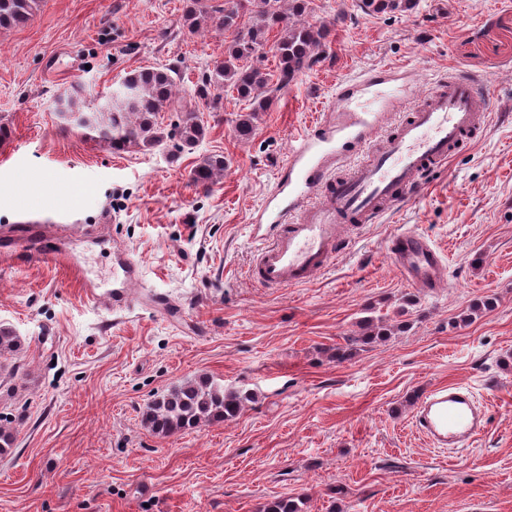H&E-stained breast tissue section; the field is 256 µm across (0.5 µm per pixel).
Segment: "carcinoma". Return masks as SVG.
<instances>
[{
  "label": "carcinoma",
  "mask_w": 512,
  "mask_h": 512,
  "mask_svg": "<svg viewBox=\"0 0 512 512\" xmlns=\"http://www.w3.org/2000/svg\"><path fill=\"white\" fill-rule=\"evenodd\" d=\"M365 10L373 13H393L412 8L413 0H362ZM41 0H0V28L24 25L34 19ZM310 10V0H291L289 10L283 0H224V4L208 6L205 0H187L184 26L197 32L206 24L232 31L233 39L224 55L206 75L199 95L218 104L224 89L231 88L247 100L250 113L241 116L235 126L242 139L254 133L256 113L264 112L272 95L294 82L312 67L324 52L329 36L325 27L314 26L302 17ZM252 14L249 24L240 23L244 12ZM296 21H288V15ZM277 29L274 44L278 64L270 73L257 60L259 50L266 44V34ZM174 78L171 69L145 68L126 74L112 92L109 104L93 112L83 111L70 98L66 109L79 115L77 127L90 138L105 142L116 150L131 146L153 147L164 140L154 117L172 103ZM175 125L178 149L192 150L204 139L207 128L195 111L185 107ZM224 172V156L208 154L198 158L191 174L194 184L209 189L218 175ZM361 332L346 337L347 348H336V360L347 358L352 347L387 336L385 329L366 319L360 322ZM18 338L7 327H0V355L17 350ZM249 396L239 392H224V387L212 382H185L168 393L156 397L147 406L145 421L159 435H170L193 428L202 421H224L237 417ZM260 512H302L301 500L284 497L268 502Z\"/></svg>",
  "instance_id": "1"
}]
</instances>
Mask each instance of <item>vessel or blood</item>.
<instances>
[{
    "instance_id": "obj_1",
    "label": "vessel or blood",
    "mask_w": 512,
    "mask_h": 512,
    "mask_svg": "<svg viewBox=\"0 0 512 512\" xmlns=\"http://www.w3.org/2000/svg\"><path fill=\"white\" fill-rule=\"evenodd\" d=\"M417 81L413 68L384 65L340 85L321 118L298 133L288 154V177L277 180L255 211L263 226L260 246L248 270L263 288L306 283L344 253L345 229L375 221L384 210L420 191L425 175L447 162L484 127L482 83L457 74L411 105ZM402 120L387 126L390 113ZM68 225L20 228L0 244V262L30 267L53 261L79 273L65 247ZM387 252L400 277L416 288L438 287L440 249L425 235L404 230L391 235ZM112 287L82 279L87 304L107 299L121 313L142 303L168 310L159 294L137 297L142 266L125 250L113 253ZM415 430L437 448H466L489 427V414L469 385L455 382L425 391L411 415Z\"/></svg>"
}]
</instances>
